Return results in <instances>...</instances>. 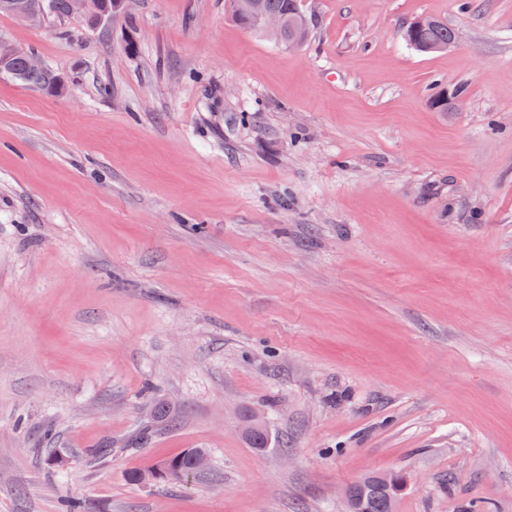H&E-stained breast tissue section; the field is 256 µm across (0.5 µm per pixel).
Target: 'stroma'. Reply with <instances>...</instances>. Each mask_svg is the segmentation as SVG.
Segmentation results:
<instances>
[{
	"label": "stroma",
	"instance_id": "obj_1",
	"mask_svg": "<svg viewBox=\"0 0 512 512\" xmlns=\"http://www.w3.org/2000/svg\"><path fill=\"white\" fill-rule=\"evenodd\" d=\"M303 5L294 48L230 0L0 15L66 79L0 77V512H512V0ZM115 0H96L92 11L85 16L86 23L91 28H97L106 22H112L124 16L125 12ZM421 19L414 21L405 28L402 35L404 40L417 51L423 53H436L448 47L454 39V33L448 24L437 18H430L424 26ZM192 450V448H189L174 457L158 463L156 466H160L166 470L159 476L158 480L180 481L182 478L196 472L194 460L198 469L205 468L209 463L208 453L198 449L194 451L193 455ZM179 474H182L183 477L179 476ZM404 481L399 476H391L388 482L381 480V475L365 477L353 486L349 493L355 497H363L367 512H393L402 490Z\"/></svg>",
	"mask_w": 512,
	"mask_h": 512
}]
</instances>
